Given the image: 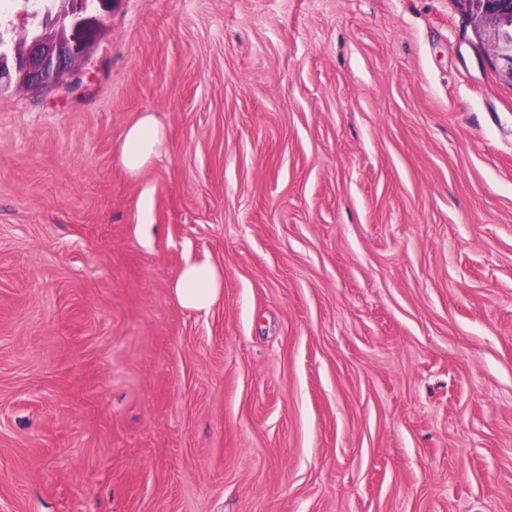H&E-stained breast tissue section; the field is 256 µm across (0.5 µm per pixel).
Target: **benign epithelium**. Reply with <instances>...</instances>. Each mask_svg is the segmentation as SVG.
Masks as SVG:
<instances>
[{
	"instance_id": "1",
	"label": "benign epithelium",
	"mask_w": 512,
	"mask_h": 512,
	"mask_svg": "<svg viewBox=\"0 0 512 512\" xmlns=\"http://www.w3.org/2000/svg\"><path fill=\"white\" fill-rule=\"evenodd\" d=\"M120 0H49L41 27L16 37L0 30V82L22 88L56 83L74 74L100 37L103 15ZM470 20L488 36L494 55L512 80V0H463Z\"/></svg>"
}]
</instances>
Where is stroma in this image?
<instances>
[{"instance_id": "35a3bbf8", "label": "stroma", "mask_w": 512, "mask_h": 512, "mask_svg": "<svg viewBox=\"0 0 512 512\" xmlns=\"http://www.w3.org/2000/svg\"><path fill=\"white\" fill-rule=\"evenodd\" d=\"M104 24L0 92V512H512V80L462 0ZM168 135L152 113L143 112L130 124L118 148V160L131 176H138L166 152ZM224 276L207 261L188 262L181 270L175 296L190 311L207 313L221 299Z\"/></svg>"}]
</instances>
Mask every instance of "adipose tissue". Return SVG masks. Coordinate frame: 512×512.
I'll return each mask as SVG.
<instances>
[{
  "label": "adipose tissue",
  "mask_w": 512,
  "mask_h": 512,
  "mask_svg": "<svg viewBox=\"0 0 512 512\" xmlns=\"http://www.w3.org/2000/svg\"><path fill=\"white\" fill-rule=\"evenodd\" d=\"M168 138L166 129L152 113H142L130 124L118 148V160L131 176H138L165 153ZM224 292L222 273L208 262L187 263L181 270L175 296L187 310L209 312Z\"/></svg>",
  "instance_id": "adipose-tissue-1"
}]
</instances>
